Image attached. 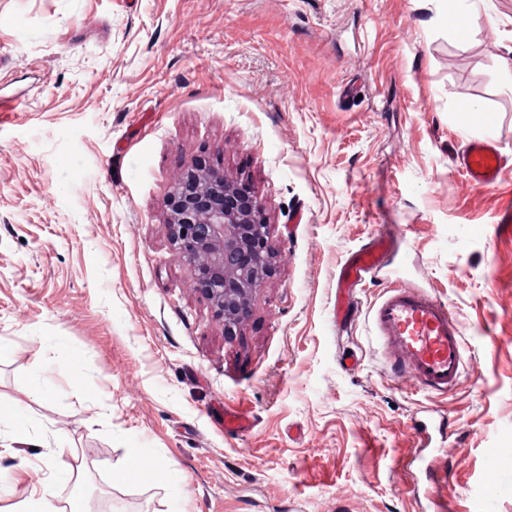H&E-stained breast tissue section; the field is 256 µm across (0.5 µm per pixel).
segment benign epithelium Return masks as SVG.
I'll list each match as a JSON object with an SVG mask.
<instances>
[{"label":"benign epithelium","mask_w":512,"mask_h":512,"mask_svg":"<svg viewBox=\"0 0 512 512\" xmlns=\"http://www.w3.org/2000/svg\"><path fill=\"white\" fill-rule=\"evenodd\" d=\"M165 207L173 244L194 267L193 289L235 340L276 272L258 197L199 160L176 177Z\"/></svg>","instance_id":"1"}]
</instances>
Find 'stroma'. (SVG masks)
I'll return each mask as SVG.
<instances>
[{"mask_svg": "<svg viewBox=\"0 0 512 512\" xmlns=\"http://www.w3.org/2000/svg\"><path fill=\"white\" fill-rule=\"evenodd\" d=\"M511 51L512 0H0V404L46 442L0 452V512L35 488L58 512L79 488L90 512H512ZM485 137L494 190L458 164ZM199 159L276 250L231 342L165 222ZM380 230L399 247L344 343L336 274ZM396 284L461 323L452 391L388 373L370 309ZM128 442L164 479L113 482Z\"/></svg>", "mask_w": 512, "mask_h": 512, "instance_id": "35a3bbf8", "label": "stroma"}]
</instances>
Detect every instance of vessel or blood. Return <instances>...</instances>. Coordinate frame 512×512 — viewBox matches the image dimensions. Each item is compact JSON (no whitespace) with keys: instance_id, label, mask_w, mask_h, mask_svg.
<instances>
[{"instance_id":"1","label":"vessel or blood","mask_w":512,"mask_h":512,"mask_svg":"<svg viewBox=\"0 0 512 512\" xmlns=\"http://www.w3.org/2000/svg\"><path fill=\"white\" fill-rule=\"evenodd\" d=\"M459 165L469 182L493 189L500 183L503 156L491 139L468 142ZM377 233L352 253L336 276L337 325H345L355 295L393 248ZM376 336L391 350L395 364L426 392H445L465 371L463 329L448 306L423 289L393 287L372 308Z\"/></svg>"}]
</instances>
